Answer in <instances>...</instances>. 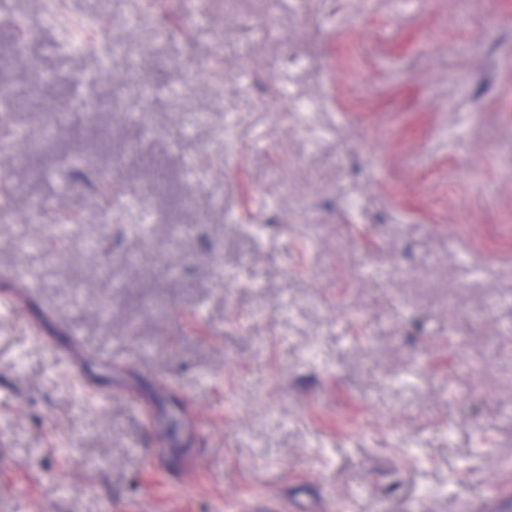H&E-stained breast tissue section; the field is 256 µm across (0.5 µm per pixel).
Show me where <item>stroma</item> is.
<instances>
[{
    "instance_id": "1",
    "label": "stroma",
    "mask_w": 512,
    "mask_h": 512,
    "mask_svg": "<svg viewBox=\"0 0 512 512\" xmlns=\"http://www.w3.org/2000/svg\"><path fill=\"white\" fill-rule=\"evenodd\" d=\"M9 2L0 512H512L503 0ZM70 172L64 173L68 177L70 173L76 174L86 185L93 188L100 194H112V182L103 170L97 168L96 163L90 155H78L71 159Z\"/></svg>"
}]
</instances>
